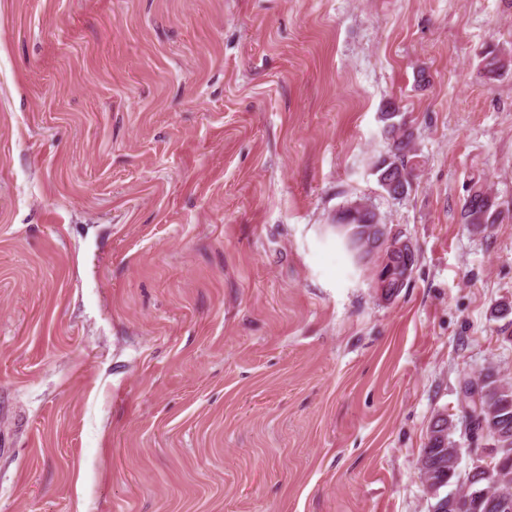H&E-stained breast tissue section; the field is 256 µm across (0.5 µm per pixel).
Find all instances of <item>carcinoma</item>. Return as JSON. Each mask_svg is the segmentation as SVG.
<instances>
[{"mask_svg":"<svg viewBox=\"0 0 512 512\" xmlns=\"http://www.w3.org/2000/svg\"><path fill=\"white\" fill-rule=\"evenodd\" d=\"M382 120L389 149L372 163L373 174L379 183L386 179L385 173L391 163L412 171L417 168L415 159L418 157L416 141L406 130V121L400 118V113L393 108L382 113ZM469 185L461 207V221L481 233L497 223L501 212L497 200L486 194L481 175L472 176ZM335 223L338 224L336 233L344 239L350 252L358 261H366L370 252L364 250L353 229L357 224H381L383 219L371 209L352 215L345 205L336 211ZM464 400L487 428H500L503 434L501 447L512 448V383H502L494 378V374L487 373L466 383ZM431 499L432 512H512V459L501 469H493L489 477L473 476L464 496L457 495L454 490L444 495L437 490Z\"/></svg>","mask_w":512,"mask_h":512,"instance_id":"1","label":"carcinoma"}]
</instances>
